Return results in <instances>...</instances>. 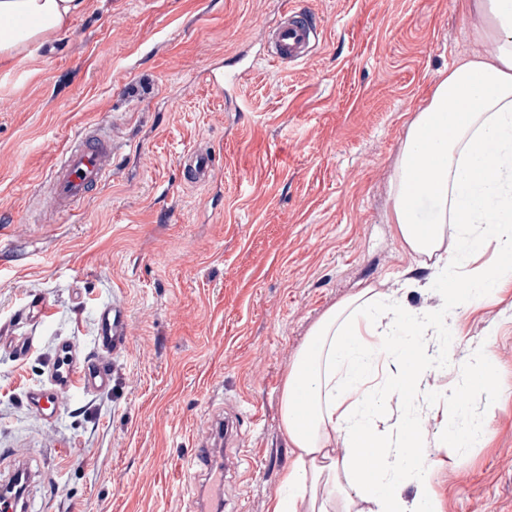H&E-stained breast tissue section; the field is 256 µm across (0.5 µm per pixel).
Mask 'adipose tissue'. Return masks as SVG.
I'll return each mask as SVG.
<instances>
[{"label":"adipose tissue","mask_w":512,"mask_h":512,"mask_svg":"<svg viewBox=\"0 0 512 512\" xmlns=\"http://www.w3.org/2000/svg\"><path fill=\"white\" fill-rule=\"evenodd\" d=\"M86 2L0 0V58L70 30ZM463 9L486 50L442 73L407 125L393 176V232L410 253L432 260L427 285L441 302L418 312L368 285L313 323L281 389V429L294 462L271 512H442L413 409L439 361L431 337L449 312L504 286L501 272L473 264L476 251L491 244L512 257V0H463ZM494 388L493 362L482 351L463 388L431 393L437 447L451 451L485 436L484 425L460 424L456 415ZM400 389L407 410L385 426L387 396ZM340 447L346 456H337ZM408 484L416 488L409 499Z\"/></svg>","instance_id":"obj_1"}]
</instances>
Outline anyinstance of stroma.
Segmentation results:
<instances>
[{
	"instance_id": "stroma-1",
	"label": "stroma",
	"mask_w": 512,
	"mask_h": 512,
	"mask_svg": "<svg viewBox=\"0 0 512 512\" xmlns=\"http://www.w3.org/2000/svg\"><path fill=\"white\" fill-rule=\"evenodd\" d=\"M297 8L320 31L294 65L267 55ZM458 0H88L70 31L0 60V448L53 475L37 512H194L189 461L240 413L242 466L217 512H268L292 462L284 377L311 325L365 285L430 271L391 234L390 179L407 124L442 71L484 52ZM112 129V177L73 214L44 204L50 172L86 124ZM214 177L188 181L187 152ZM125 304L130 340L112 383L67 401L54 424L25 395L58 339L91 352L96 315ZM47 303L45 322L23 320ZM461 385L490 350L496 388L464 424L487 435L431 448L444 512H512V287L449 318Z\"/></svg>"
}]
</instances>
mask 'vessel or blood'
I'll return each instance as SVG.
<instances>
[{
  "mask_svg": "<svg viewBox=\"0 0 512 512\" xmlns=\"http://www.w3.org/2000/svg\"><path fill=\"white\" fill-rule=\"evenodd\" d=\"M318 33L314 22L296 10L288 11L273 30L270 55L280 64L299 63L308 57L310 45ZM188 174L191 182H206L213 172L210 151L197 149L189 156ZM112 174V139L101 125L86 128L84 134L72 140L55 164L49 178L47 198L52 210L65 213L86 199L92 188L101 185ZM98 332L94 338L97 356L81 354L74 339L59 343V355L50 367L45 385L26 394L29 407L54 421L61 410L64 395H90L106 389L112 371L104 356L124 350L129 342V320L126 308L118 302L103 308L98 317ZM206 466V482L199 491L202 512H211L221 503L224 491V467L212 448L200 452Z\"/></svg>",
  "mask_w": 512,
  "mask_h": 512,
  "instance_id": "b4317fda",
  "label": "vessel or blood"
}]
</instances>
